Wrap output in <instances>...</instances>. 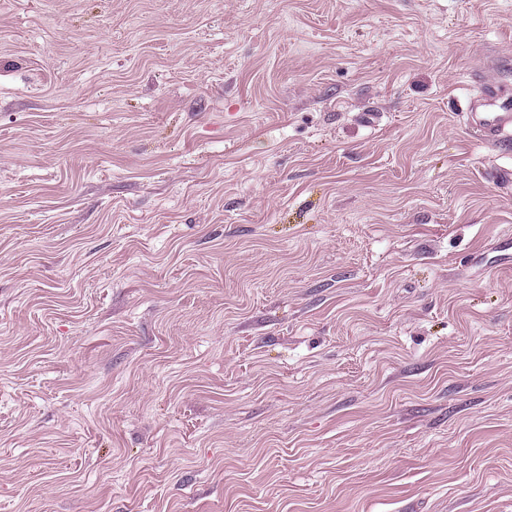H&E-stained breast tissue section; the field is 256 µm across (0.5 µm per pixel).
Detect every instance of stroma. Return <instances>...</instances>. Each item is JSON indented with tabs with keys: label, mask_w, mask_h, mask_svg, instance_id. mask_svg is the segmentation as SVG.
Wrapping results in <instances>:
<instances>
[{
	"label": "stroma",
	"mask_w": 512,
	"mask_h": 512,
	"mask_svg": "<svg viewBox=\"0 0 512 512\" xmlns=\"http://www.w3.org/2000/svg\"><path fill=\"white\" fill-rule=\"evenodd\" d=\"M487 83L512 0H0V512H512Z\"/></svg>",
	"instance_id": "obj_1"
}]
</instances>
